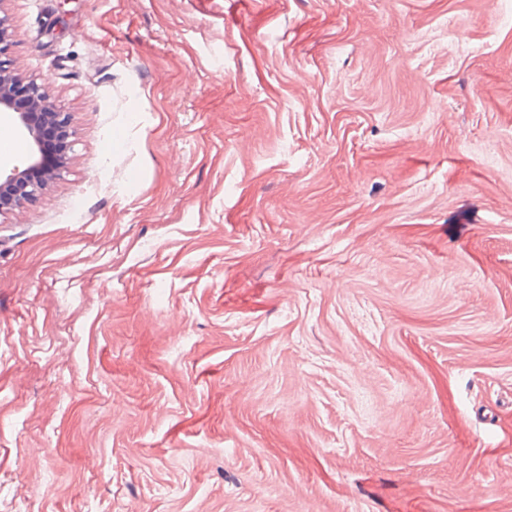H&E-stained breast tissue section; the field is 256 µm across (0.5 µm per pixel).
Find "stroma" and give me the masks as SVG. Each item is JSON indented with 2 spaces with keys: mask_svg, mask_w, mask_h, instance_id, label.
<instances>
[{
  "mask_svg": "<svg viewBox=\"0 0 512 512\" xmlns=\"http://www.w3.org/2000/svg\"><path fill=\"white\" fill-rule=\"evenodd\" d=\"M0 16V512H512V0ZM6 20L0 17V118L11 121L21 132L29 145L26 166L20 169L13 166L7 173L6 166L0 164V216L4 213L24 208L36 202L47 184L59 179L63 167L43 168L42 149L45 139V125H54L65 136L66 149L69 148L71 116L57 104L49 81H27L26 104L16 105L15 88L21 80V66L13 47ZM33 170H40L38 178H29Z\"/></svg>",
  "mask_w": 512,
  "mask_h": 512,
  "instance_id": "1",
  "label": "stroma"
}]
</instances>
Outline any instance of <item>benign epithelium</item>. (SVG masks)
Masks as SVG:
<instances>
[{"instance_id":"1","label":"benign epithelium","mask_w":512,"mask_h":512,"mask_svg":"<svg viewBox=\"0 0 512 512\" xmlns=\"http://www.w3.org/2000/svg\"><path fill=\"white\" fill-rule=\"evenodd\" d=\"M21 66L6 20L0 17V118L11 121L29 145L26 166L5 170L0 166V216L36 202L47 184L60 178L63 167L45 168L42 149L45 126L54 125L70 135L71 116L57 104L49 81H28L24 107L16 105L15 88Z\"/></svg>"}]
</instances>
